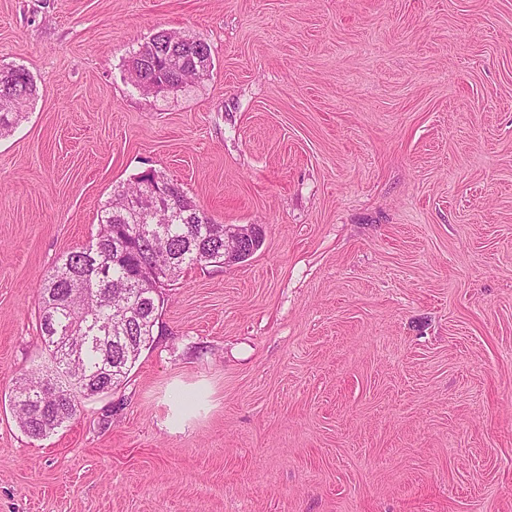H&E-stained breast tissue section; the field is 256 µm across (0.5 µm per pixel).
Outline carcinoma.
<instances>
[{
  "label": "carcinoma",
  "instance_id": "obj_1",
  "mask_svg": "<svg viewBox=\"0 0 512 512\" xmlns=\"http://www.w3.org/2000/svg\"><path fill=\"white\" fill-rule=\"evenodd\" d=\"M175 64L211 61L210 45L186 39ZM37 94L33 77L21 67L0 74V130L7 131ZM156 172L138 176L114 192L100 210L96 242L68 252L48 275L41 291V341L61 367H81L82 391L52 374L35 371L12 390L19 426L32 438L62 428L78 411V394L94 396L122 385L143 349L153 342L159 308L145 299L153 284L142 279V265L169 254L165 267L175 282L186 268L224 262V225L201 221V209L173 183L170 211L150 214L114 205L134 196Z\"/></svg>",
  "mask_w": 512,
  "mask_h": 512
}]
</instances>
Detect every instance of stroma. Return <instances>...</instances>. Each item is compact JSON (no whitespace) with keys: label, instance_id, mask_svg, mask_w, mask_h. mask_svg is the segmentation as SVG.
Wrapping results in <instances>:
<instances>
[{"label":"stroma","instance_id":"stroma-1","mask_svg":"<svg viewBox=\"0 0 512 512\" xmlns=\"http://www.w3.org/2000/svg\"><path fill=\"white\" fill-rule=\"evenodd\" d=\"M208 77L143 93L159 30ZM0 512H512V0H0ZM246 262L185 270L41 439L40 292L146 171ZM186 41L183 43L187 48H183L182 52L175 56L177 61L172 63V65L175 67L179 64V66H189V65H196L198 63H204L205 61H208L211 68V58L208 54V48L211 52L210 45L205 42L201 41L196 44L197 39H189L186 38ZM0 69V130L8 131L21 117L23 108L37 94V86L33 77L24 68L10 67ZM14 109V103L19 101Z\"/></svg>","mask_w":512,"mask_h":512}]
</instances>
